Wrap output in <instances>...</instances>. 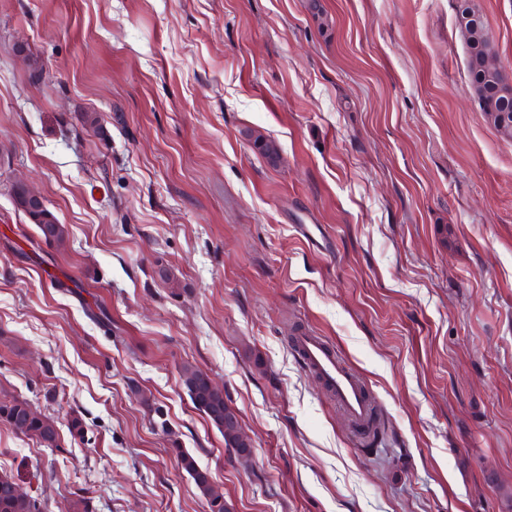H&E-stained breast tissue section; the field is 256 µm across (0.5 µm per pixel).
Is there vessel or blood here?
Segmentation results:
<instances>
[{"label":"vessel or blood","instance_id":"1","mask_svg":"<svg viewBox=\"0 0 512 512\" xmlns=\"http://www.w3.org/2000/svg\"><path fill=\"white\" fill-rule=\"evenodd\" d=\"M292 347L305 369L335 398L344 415L359 425L374 415V404L361 377L344 362L339 351L310 332L295 336Z\"/></svg>","mask_w":512,"mask_h":512}]
</instances>
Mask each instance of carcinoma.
Listing matches in <instances>:
<instances>
[{
  "instance_id": "1",
  "label": "carcinoma",
  "mask_w": 512,
  "mask_h": 512,
  "mask_svg": "<svg viewBox=\"0 0 512 512\" xmlns=\"http://www.w3.org/2000/svg\"><path fill=\"white\" fill-rule=\"evenodd\" d=\"M481 86L473 87L480 109L488 114L499 132L508 140H512V104L499 105V102L486 95L488 86L493 84V77L484 76ZM13 200L18 209L23 211L35 224L40 235L54 242L64 241L67 230L59 223L56 216L47 207L34 208L28 204L25 197L15 193ZM183 382L194 406L203 412L224 435L226 447L233 448L239 454L249 452L248 436L240 430V424L235 410L224 401V392L210 385L209 376L198 369L186 368ZM26 400H13L12 407L6 409L0 406V420L11 425L18 433L39 442L46 448L59 447V428L53 416L46 413L28 421L17 418L25 406ZM177 457L182 469L193 480L197 488L208 498L210 512H227L224 499L215 495L209 473L197 465L195 458L186 450L177 449ZM17 477L13 474L0 473V512H46V506L38 498L30 496L25 502H15L11 496V488Z\"/></svg>"
}]
</instances>
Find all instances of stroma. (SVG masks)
<instances>
[{
  "label": "stroma",
  "mask_w": 512,
  "mask_h": 512,
  "mask_svg": "<svg viewBox=\"0 0 512 512\" xmlns=\"http://www.w3.org/2000/svg\"><path fill=\"white\" fill-rule=\"evenodd\" d=\"M473 2L512 70V0ZM0 396L58 422L53 450L0 422V473L48 512H209L180 448L228 512H512V141L455 0H0ZM485 82L483 86H475L471 83L475 97L478 100L479 107L482 112L488 114L499 132V134L508 140H512V104L499 106V101H493L490 96L486 95L488 86L493 84L494 79L489 75H484ZM510 112V114H509ZM13 200L18 209L23 211L35 224L40 235L48 241L63 242L67 230L64 224H60L56 216L45 205L43 207L33 208L19 191L13 196ZM292 347L305 369L336 399L344 415L364 425L374 415V404L361 377L344 362L339 351L322 336L301 332ZM183 382L194 406L224 435L226 447L234 448L239 455L249 453V438L241 432L235 410L224 401V393L214 389L219 388L209 381V376L201 370L185 368Z\"/></svg>",
  "instance_id": "1"
}]
</instances>
